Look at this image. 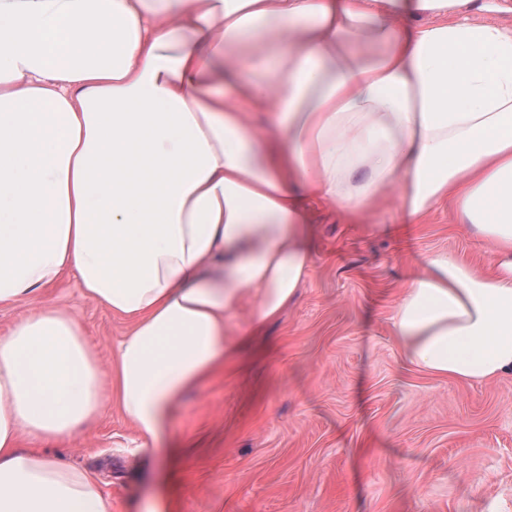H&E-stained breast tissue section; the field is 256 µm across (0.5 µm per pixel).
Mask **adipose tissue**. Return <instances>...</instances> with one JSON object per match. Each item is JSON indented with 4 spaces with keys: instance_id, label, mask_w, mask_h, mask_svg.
<instances>
[{
    "instance_id": "ef3b65f1",
    "label": "adipose tissue",
    "mask_w": 512,
    "mask_h": 512,
    "mask_svg": "<svg viewBox=\"0 0 512 512\" xmlns=\"http://www.w3.org/2000/svg\"><path fill=\"white\" fill-rule=\"evenodd\" d=\"M470 3L0 0V305L69 272L130 323L106 369L63 309L0 333V512H112L44 445L113 400L152 452L236 312L294 301L311 199L456 198L491 265L425 256L393 333L432 377L512 375V28L448 20Z\"/></svg>"
}]
</instances>
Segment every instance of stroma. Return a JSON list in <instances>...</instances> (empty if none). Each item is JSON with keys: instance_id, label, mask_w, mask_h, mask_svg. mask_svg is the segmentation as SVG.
<instances>
[{"instance_id": "obj_1", "label": "stroma", "mask_w": 512, "mask_h": 512, "mask_svg": "<svg viewBox=\"0 0 512 512\" xmlns=\"http://www.w3.org/2000/svg\"><path fill=\"white\" fill-rule=\"evenodd\" d=\"M312 262L297 300L231 371L172 414L159 455L108 405L57 460L94 474L112 512H512V377L460 384L404 365L390 317L423 255L489 256L446 198L412 223L396 196L350 223L311 203ZM41 302L76 314L102 364L127 323L71 276Z\"/></svg>"}]
</instances>
